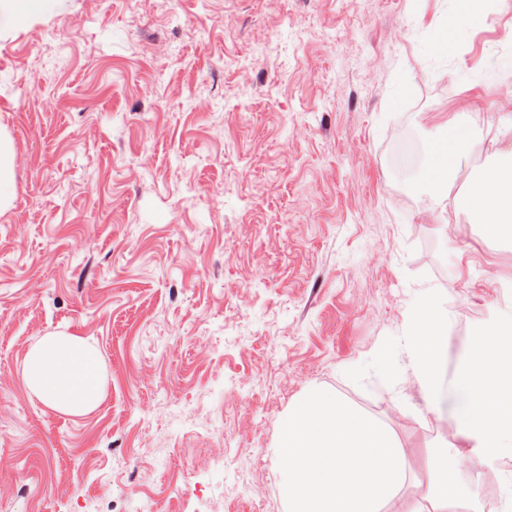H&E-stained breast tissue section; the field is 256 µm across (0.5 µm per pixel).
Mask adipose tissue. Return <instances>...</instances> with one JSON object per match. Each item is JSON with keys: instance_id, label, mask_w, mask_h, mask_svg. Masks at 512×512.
Returning <instances> with one entry per match:
<instances>
[{"instance_id": "adipose-tissue-1", "label": "adipose tissue", "mask_w": 512, "mask_h": 512, "mask_svg": "<svg viewBox=\"0 0 512 512\" xmlns=\"http://www.w3.org/2000/svg\"><path fill=\"white\" fill-rule=\"evenodd\" d=\"M63 0H0V31L52 14ZM430 164L420 175L439 205L448 201V184L479 139L461 118L446 125ZM461 207L475 213L492 237L512 238V148L483 170ZM412 381L437 408L443 388L462 393V413L447 423L451 440L468 451L440 452L400 445L389 426L335 392L307 391L280 421L279 452L287 464L282 492L288 512H473L476 497L458 480L463 455L476 461L502 457L512 446V317L475 333L451 380H444L441 356L447 345V315L430 299L409 315ZM27 388L46 406L70 415L97 408L105 397L98 353L81 337L58 332L42 338L22 370ZM425 472L430 484L424 503L401 501L409 479Z\"/></svg>"}]
</instances>
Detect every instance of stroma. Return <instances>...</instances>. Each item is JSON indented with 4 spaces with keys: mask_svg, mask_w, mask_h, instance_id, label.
<instances>
[{
    "mask_svg": "<svg viewBox=\"0 0 512 512\" xmlns=\"http://www.w3.org/2000/svg\"><path fill=\"white\" fill-rule=\"evenodd\" d=\"M65 0L0 31V512H287L279 419L307 390L439 433L405 318L448 309L458 353L512 307V242L424 222L389 160L462 114L475 173L512 144V0ZM98 352L103 402L55 411L21 378L44 336ZM386 349L383 364L377 349ZM16 151L11 136L0 131V212L9 209L15 198L13 175Z\"/></svg>",
    "mask_w": 512,
    "mask_h": 512,
    "instance_id": "1",
    "label": "stroma"
}]
</instances>
